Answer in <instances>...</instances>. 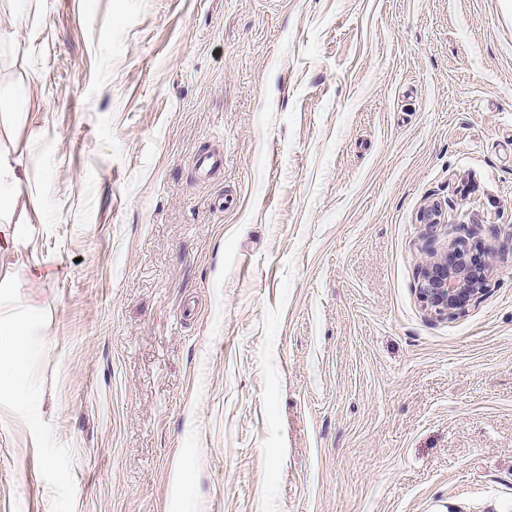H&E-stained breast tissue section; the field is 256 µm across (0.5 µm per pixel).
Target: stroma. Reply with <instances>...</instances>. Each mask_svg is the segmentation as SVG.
I'll use <instances>...</instances> for the list:
<instances>
[{"mask_svg":"<svg viewBox=\"0 0 512 512\" xmlns=\"http://www.w3.org/2000/svg\"><path fill=\"white\" fill-rule=\"evenodd\" d=\"M0 169V512H512V0H0ZM431 237L430 259L419 267V299L430 315L448 318L483 296L493 272V249H481L465 236L437 247Z\"/></svg>","mask_w":512,"mask_h":512,"instance_id":"obj_1","label":"stroma"}]
</instances>
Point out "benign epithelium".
Instances as JSON below:
<instances>
[{
	"label": "benign epithelium",
	"mask_w": 512,
	"mask_h": 512,
	"mask_svg": "<svg viewBox=\"0 0 512 512\" xmlns=\"http://www.w3.org/2000/svg\"><path fill=\"white\" fill-rule=\"evenodd\" d=\"M492 252L464 236L438 247L430 240V259L419 267L418 275L425 311L436 317L454 316L482 297L493 272Z\"/></svg>",
	"instance_id": "benign-epithelium-1"
}]
</instances>
